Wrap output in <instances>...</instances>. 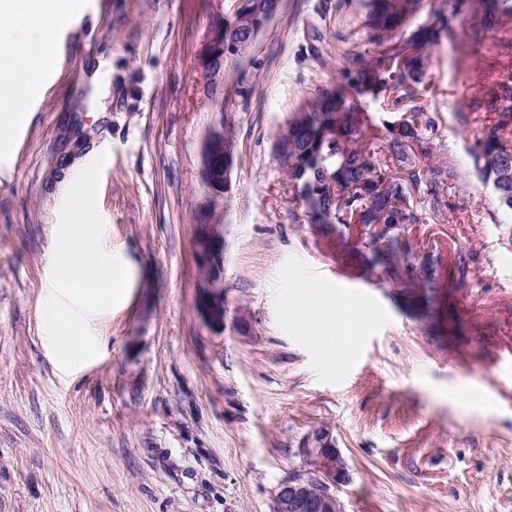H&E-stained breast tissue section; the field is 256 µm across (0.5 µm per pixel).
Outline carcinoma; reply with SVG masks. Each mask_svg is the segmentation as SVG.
<instances>
[{
  "instance_id": "cac0c4a2",
  "label": "carcinoma",
  "mask_w": 512,
  "mask_h": 512,
  "mask_svg": "<svg viewBox=\"0 0 512 512\" xmlns=\"http://www.w3.org/2000/svg\"><path fill=\"white\" fill-rule=\"evenodd\" d=\"M424 3L365 0L370 48L345 53L332 83L290 114L275 142L290 202L303 207L312 224L351 233L375 228L377 235L362 246L394 282L409 266L418 227L468 212L462 173L444 159L445 143L433 142L438 113L422 103L437 49L464 23L476 33L501 35L508 54V62L489 73V86L477 89L455 118L463 128L481 116L491 121L465 151L477 179L498 188V209L512 215V40L506 30L512 0H437L428 9ZM272 4L263 0L260 11L228 20L224 55L232 64L245 58L236 48L239 34H261ZM376 101L382 111L372 115ZM437 261L429 254L412 270L417 290L432 287ZM471 262L470 255L456 254L450 274L465 280Z\"/></svg>"
}]
</instances>
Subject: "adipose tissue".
<instances>
[{"mask_svg": "<svg viewBox=\"0 0 512 512\" xmlns=\"http://www.w3.org/2000/svg\"><path fill=\"white\" fill-rule=\"evenodd\" d=\"M83 8L81 0H0V17L14 23L17 51L27 62L21 71L0 70V142L21 116L25 100L39 94V74L45 63L55 25ZM293 307L302 320L318 355L326 361H342L358 340L367 313L358 303L325 295L310 284L295 292Z\"/></svg>", "mask_w": 512, "mask_h": 512, "instance_id": "adipose-tissue-1", "label": "adipose tissue"}]
</instances>
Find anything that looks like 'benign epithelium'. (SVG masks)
Masks as SVG:
<instances>
[{
	"mask_svg": "<svg viewBox=\"0 0 512 512\" xmlns=\"http://www.w3.org/2000/svg\"><path fill=\"white\" fill-rule=\"evenodd\" d=\"M224 31L225 15L217 14L207 37L197 52V67L211 105L224 111ZM232 148L224 142V124L209 130L201 151L199 172L206 176L204 191L211 207L224 201L231 181L229 156ZM196 253L207 276L201 286L198 306L204 323L211 329L222 330L224 314V225H195ZM299 455L316 478L290 479L280 484L273 496V512H345L339 496L342 487L351 481L345 457L336 447L330 430L319 428L309 434L299 449Z\"/></svg>",
	"mask_w": 512,
	"mask_h": 512,
	"instance_id": "7a95c632",
	"label": "benign epithelium"
}]
</instances>
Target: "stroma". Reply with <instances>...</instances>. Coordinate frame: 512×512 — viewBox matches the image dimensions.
Here are the masks:
<instances>
[{
  "instance_id": "35a3bbf8",
  "label": "stroma",
  "mask_w": 512,
  "mask_h": 512,
  "mask_svg": "<svg viewBox=\"0 0 512 512\" xmlns=\"http://www.w3.org/2000/svg\"><path fill=\"white\" fill-rule=\"evenodd\" d=\"M234 0H85L57 27L58 64L0 150V512H272L277 486L308 478L305 436L329 428L351 482L346 512H512V226L446 222L414 244L470 254L429 301L348 231L290 220L280 126L369 38L363 0H284L230 69L223 112L197 50ZM441 46L423 101L450 162L470 132L453 114L497 58L455 65L473 36ZM236 139L224 226L223 331L198 309L202 141ZM108 152L98 212L135 271L126 303L94 316L96 359L72 371L44 324L59 212L74 171ZM304 281L360 300L350 360L318 361L289 313ZM244 318L245 327L234 326ZM487 396L467 405L463 383Z\"/></svg>"
}]
</instances>
